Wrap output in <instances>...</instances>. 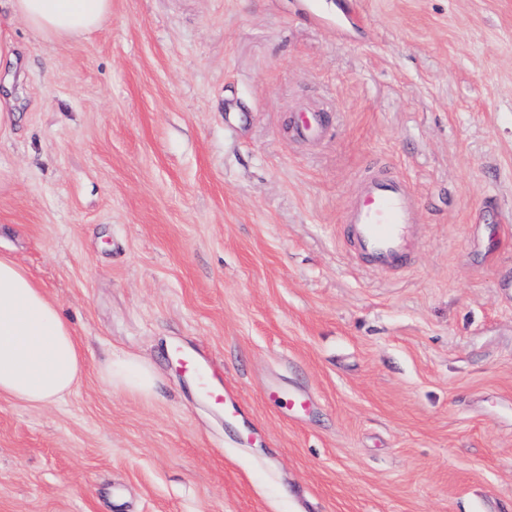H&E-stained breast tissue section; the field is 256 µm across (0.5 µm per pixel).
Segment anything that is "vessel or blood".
Listing matches in <instances>:
<instances>
[{"mask_svg": "<svg viewBox=\"0 0 512 512\" xmlns=\"http://www.w3.org/2000/svg\"><path fill=\"white\" fill-rule=\"evenodd\" d=\"M345 222L359 255L378 267L393 269L405 261L415 237L417 202L406 182L369 178L360 184L348 205ZM173 359L202 395L223 406L225 412L238 414L232 392L210 356L199 349H178Z\"/></svg>", "mask_w": 512, "mask_h": 512, "instance_id": "1", "label": "vessel or blood"}]
</instances>
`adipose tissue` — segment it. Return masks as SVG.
Returning a JSON list of instances; mask_svg holds the SVG:
<instances>
[{"instance_id":"1","label":"adipose tissue","mask_w":512,"mask_h":512,"mask_svg":"<svg viewBox=\"0 0 512 512\" xmlns=\"http://www.w3.org/2000/svg\"><path fill=\"white\" fill-rule=\"evenodd\" d=\"M0 13L21 21L50 42L101 31L112 19V0H0ZM86 358L70 323L26 270L0 256V394L32 405L54 402L73 390ZM109 389L131 396L153 394V368L135 356L99 366Z\"/></svg>"}]
</instances>
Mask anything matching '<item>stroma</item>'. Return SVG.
Instances as JSON below:
<instances>
[{"label":"stroma","instance_id":"stroma-1","mask_svg":"<svg viewBox=\"0 0 512 512\" xmlns=\"http://www.w3.org/2000/svg\"><path fill=\"white\" fill-rule=\"evenodd\" d=\"M5 26L0 255L87 365L56 403L0 395V512H512V0H112L85 40ZM372 168L421 202L395 274L344 236ZM110 354L155 394L108 390ZM272 387L311 408L283 417ZM173 359L180 371L194 381L202 395L217 405L224 404V413L240 415L238 407L231 401L233 392L220 379V373L210 356L200 349H177ZM99 370L111 391L141 397L153 394L157 385L153 368L135 356L111 357L100 364Z\"/></svg>","mask_w":512,"mask_h":512}]
</instances>
